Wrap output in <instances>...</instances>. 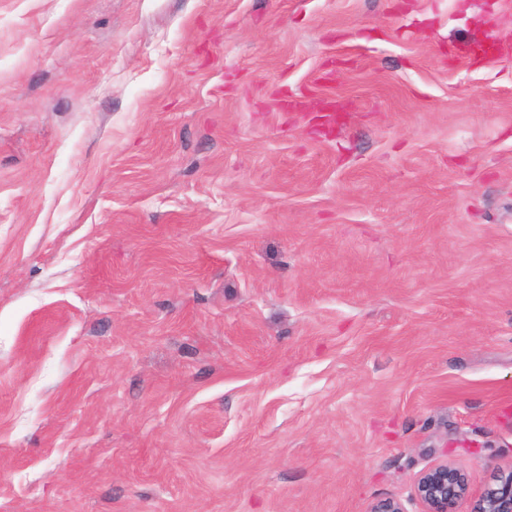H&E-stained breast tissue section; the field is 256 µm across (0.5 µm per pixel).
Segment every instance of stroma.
I'll list each match as a JSON object with an SVG mask.
<instances>
[{
	"label": "stroma",
	"mask_w": 512,
	"mask_h": 512,
	"mask_svg": "<svg viewBox=\"0 0 512 512\" xmlns=\"http://www.w3.org/2000/svg\"><path fill=\"white\" fill-rule=\"evenodd\" d=\"M512 0H0V512H423L512 464ZM346 104L334 136L288 99ZM415 494L425 507L423 512H457L458 503L468 497V482L464 473L446 461L419 477Z\"/></svg>",
	"instance_id": "1"
}]
</instances>
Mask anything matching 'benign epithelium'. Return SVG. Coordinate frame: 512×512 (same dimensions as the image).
Here are the masks:
<instances>
[{
  "mask_svg": "<svg viewBox=\"0 0 512 512\" xmlns=\"http://www.w3.org/2000/svg\"><path fill=\"white\" fill-rule=\"evenodd\" d=\"M424 512H456L468 497L464 473L444 462L424 472L415 485ZM469 512H512V465L495 470L491 483L471 502Z\"/></svg>",
  "mask_w": 512,
  "mask_h": 512,
  "instance_id": "obj_1",
  "label": "benign epithelium"
}]
</instances>
